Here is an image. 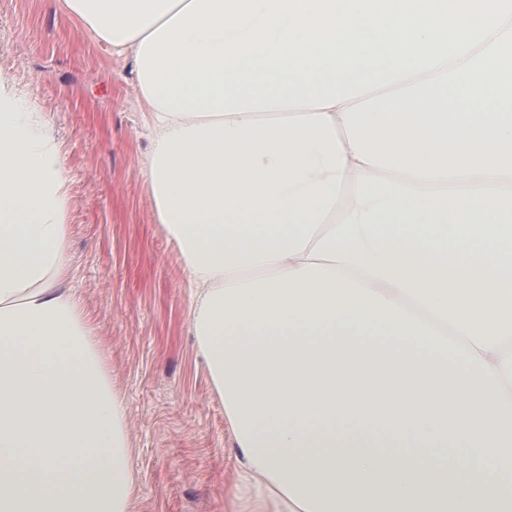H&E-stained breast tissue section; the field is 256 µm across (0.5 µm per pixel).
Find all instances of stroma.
I'll list each match as a JSON object with an SVG mask.
<instances>
[{
    "label": "stroma",
    "instance_id": "stroma-1",
    "mask_svg": "<svg viewBox=\"0 0 512 512\" xmlns=\"http://www.w3.org/2000/svg\"><path fill=\"white\" fill-rule=\"evenodd\" d=\"M0 76L54 132L70 199L68 285L122 396L134 512H225L224 407L188 330L195 287L154 217L135 75L54 0H0Z\"/></svg>",
    "mask_w": 512,
    "mask_h": 512
}]
</instances>
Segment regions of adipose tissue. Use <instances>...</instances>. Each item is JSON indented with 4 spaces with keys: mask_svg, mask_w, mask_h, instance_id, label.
<instances>
[{
    "mask_svg": "<svg viewBox=\"0 0 512 512\" xmlns=\"http://www.w3.org/2000/svg\"><path fill=\"white\" fill-rule=\"evenodd\" d=\"M367 5L65 0L136 73L144 170L195 285L188 326L224 405L231 496L252 494L254 512H512V263L452 266L376 232L417 222L432 187L512 211V0H486L477 24L458 10L471 37L448 42L422 13L380 50ZM284 20L328 37L319 81L223 74ZM16 103L0 79V195L37 217L0 225V512H131L122 398L68 286L62 164ZM355 404L425 455L337 432ZM444 436L496 454L448 463L431 454Z\"/></svg>",
    "mask_w": 512,
    "mask_h": 512,
    "instance_id": "1",
    "label": "adipose tissue"
}]
</instances>
